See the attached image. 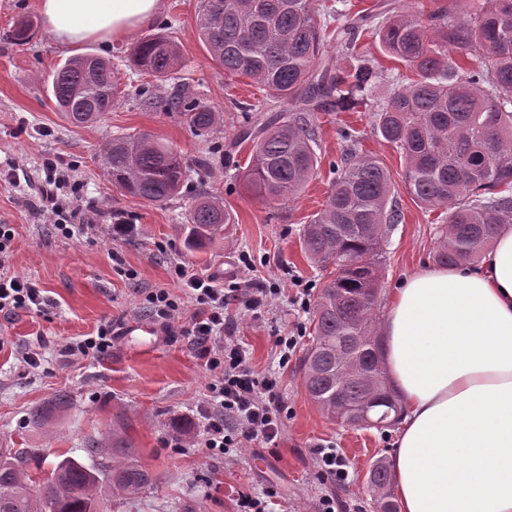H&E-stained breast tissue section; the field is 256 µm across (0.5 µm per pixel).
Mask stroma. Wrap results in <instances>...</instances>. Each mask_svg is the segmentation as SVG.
Here are the masks:
<instances>
[{
    "label": "stroma",
    "instance_id": "1",
    "mask_svg": "<svg viewBox=\"0 0 512 512\" xmlns=\"http://www.w3.org/2000/svg\"><path fill=\"white\" fill-rule=\"evenodd\" d=\"M343 12L369 11L387 3L401 11L458 12L463 0H318ZM200 0H162L161 12L147 27L121 41L91 39L66 49L37 27L26 44L10 41L15 22L37 18L34 0H0V224L15 227L8 270L35 281L49 304L43 314H0V448H43L45 461L32 465L35 479L47 477L59 456L84 464L92 459L91 443L112 440L113 420H122L137 460L159 476L155 489L128 499L103 490L106 512H238L242 497L267 503V512H316L320 499L335 493L343 512H377L367 486L371 466L388 456L393 430L379 431L338 424L310 399L300 360L307 338H298L287 366H280L278 340L308 328L311 309L294 302L301 286L318 290L321 273L304 256L299 240L303 224L323 208L337 177L336 164L350 147L370 153L389 170L402 218L389 233L381 274L379 303L408 276L434 263L445 229L439 211L426 210L407 194L404 161L377 135L370 109L314 112L318 168L304 192L285 203L254 198L239 174L250 159L249 145L235 140L242 107L268 108L252 81L226 75L214 63L196 33ZM164 33L182 49V65L168 77L157 102L144 107L135 88L146 77L127 62L133 41ZM93 53L116 68L118 98L111 112L86 125L70 123L58 111L51 90L52 74L67 60ZM199 97L220 121L206 135L195 134L182 113L167 107L175 90ZM352 127L357 144L341 138ZM147 133L162 139L183 157L188 180L180 197L153 206L126 197L112 185L101 163L103 146L117 134ZM53 160L68 173L60 198H77V214L56 220L41 210L43 163ZM220 195L235 216L221 235L200 245L188 243L192 196L199 189ZM122 218L137 225L138 235L121 242L100 232L63 235V224L87 219L108 224ZM183 261L197 272L223 269L225 281L250 265L252 286L274 289L268 313L252 317L230 308L236 336L260 375L279 380L284 408L276 442L230 454L202 448L204 426L218 408L211 386L216 377L201 367L182 336H170L156 325L146 308V291L164 288L185 314L196 311L170 274ZM140 331L122 335L129 322ZM112 326L119 336L102 357L87 359L68 353L71 344ZM34 353L37 368L23 358ZM69 404L55 411L48 427L27 426L29 409L50 404L58 394ZM332 445L348 466L349 483L332 489L318 473L311 450Z\"/></svg>",
    "mask_w": 512,
    "mask_h": 512
}]
</instances>
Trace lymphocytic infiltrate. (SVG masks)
I'll list each match as a JSON object with an SVG mask.
<instances>
[{"mask_svg":"<svg viewBox=\"0 0 512 512\" xmlns=\"http://www.w3.org/2000/svg\"><path fill=\"white\" fill-rule=\"evenodd\" d=\"M171 275L200 307L184 334L205 367L218 376L212 393L219 413L209 419L204 448L225 454L251 444L274 442L283 425L276 384L258 377L224 315L233 304L261 314L270 303V291L238 285L227 288L217 276L198 274L183 262L172 264ZM45 305L42 290L34 281L0 270L1 313L39 314Z\"/></svg>","mask_w":512,"mask_h":512,"instance_id":"lymphocytic-infiltrate-1","label":"lymphocytic infiltrate"}]
</instances>
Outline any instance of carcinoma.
Returning a JSON list of instances; mask_svg holds the SVG:
<instances>
[{"instance_id": "carcinoma-1", "label": "carcinoma", "mask_w": 512, "mask_h": 512, "mask_svg": "<svg viewBox=\"0 0 512 512\" xmlns=\"http://www.w3.org/2000/svg\"><path fill=\"white\" fill-rule=\"evenodd\" d=\"M368 20L338 11L323 21L315 0H202L197 31L211 59L226 75L250 78L280 105L240 125L238 143L252 144L243 182L263 201L296 198L317 165L316 131L306 113L368 106L377 132L404 160L406 192L428 210L445 209L437 262H472L498 226L512 224V0H470L456 14L440 10L425 19L397 11L374 26ZM364 36L377 39L413 76H386L375 59L358 52ZM331 38L334 56L327 50ZM130 62L162 80L180 68L181 46L168 36L140 39ZM51 87L57 109L81 124L112 111L118 94L112 63L90 53L58 68ZM168 106L201 133L216 124V113L191 95L176 94ZM101 157L112 185L149 205H167L184 187L180 153L148 135H114ZM340 164L324 208L300 235L306 259L329 270L301 366L309 396L330 419L353 425L366 415L381 430L395 426L402 413L374 317L385 231L401 215L390 173L376 156L353 150ZM234 221L217 195L202 190L190 211L189 242L211 238ZM67 405L63 393L51 409L32 408L27 422L43 426L52 409ZM44 452H0V512H102L97 490L103 481L121 497L158 483L115 427L111 447L86 449L91 457L111 455L110 465L88 467L65 457L37 481L28 468ZM368 483L382 512H397L384 461L372 465Z\"/></svg>"}]
</instances>
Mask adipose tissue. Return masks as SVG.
<instances>
[{
	"label": "adipose tissue",
	"mask_w": 512,
	"mask_h": 512,
	"mask_svg": "<svg viewBox=\"0 0 512 512\" xmlns=\"http://www.w3.org/2000/svg\"><path fill=\"white\" fill-rule=\"evenodd\" d=\"M72 46L149 25L160 0H36ZM384 366L404 405L389 468L400 512H512V225L472 268L433 266L395 290Z\"/></svg>",
	"instance_id": "adipose-tissue-1"
}]
</instances>
